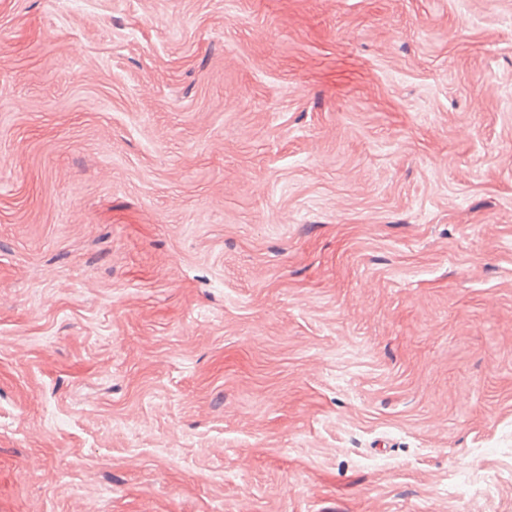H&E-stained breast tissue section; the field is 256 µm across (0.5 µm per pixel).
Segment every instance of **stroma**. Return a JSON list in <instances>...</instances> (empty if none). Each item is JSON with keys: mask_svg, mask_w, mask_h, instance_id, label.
Returning a JSON list of instances; mask_svg holds the SVG:
<instances>
[{"mask_svg": "<svg viewBox=\"0 0 512 512\" xmlns=\"http://www.w3.org/2000/svg\"><path fill=\"white\" fill-rule=\"evenodd\" d=\"M0 512H512V0H0Z\"/></svg>", "mask_w": 512, "mask_h": 512, "instance_id": "1", "label": "stroma"}]
</instances>
